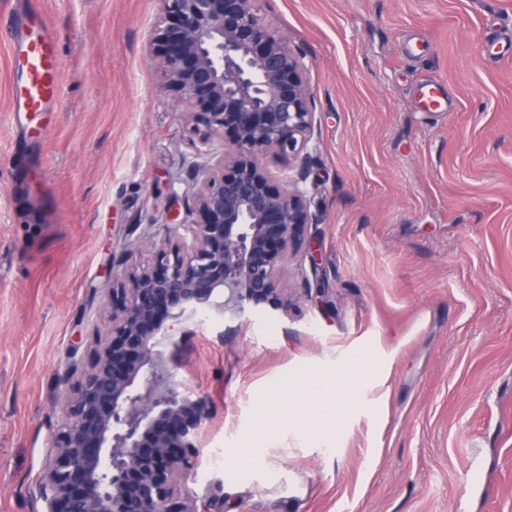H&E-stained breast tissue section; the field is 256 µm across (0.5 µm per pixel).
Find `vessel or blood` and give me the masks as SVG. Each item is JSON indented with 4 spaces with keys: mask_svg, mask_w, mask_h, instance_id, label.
Masks as SVG:
<instances>
[{
    "mask_svg": "<svg viewBox=\"0 0 512 512\" xmlns=\"http://www.w3.org/2000/svg\"><path fill=\"white\" fill-rule=\"evenodd\" d=\"M12 34L14 63L24 75L13 92L14 120L26 140L39 134L41 114L60 96L55 36L34 7L17 16ZM419 101L426 112H443L451 106L447 89L434 79L421 85Z\"/></svg>",
    "mask_w": 512,
    "mask_h": 512,
    "instance_id": "1",
    "label": "vessel or blood"
}]
</instances>
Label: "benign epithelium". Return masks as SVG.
Returning <instances> with one entry per match:
<instances>
[{
  "mask_svg": "<svg viewBox=\"0 0 512 512\" xmlns=\"http://www.w3.org/2000/svg\"><path fill=\"white\" fill-rule=\"evenodd\" d=\"M258 0H162L153 30L159 88L183 112L200 178L184 233L137 240L112 264V326L60 379L70 421L54 438L34 494L45 512H224V496L175 498L200 456L211 402L173 388L154 348L164 321L199 309L288 311L276 269L313 223L298 182L277 187L268 154L306 163L314 126L304 56L266 24ZM216 137L228 142L212 151Z\"/></svg>",
  "mask_w": 512,
  "mask_h": 512,
  "instance_id": "obj_1",
  "label": "benign epithelium"
}]
</instances>
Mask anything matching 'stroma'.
I'll list each match as a JSON object with an SVG mask.
<instances>
[{
	"instance_id": "obj_1",
	"label": "stroma",
	"mask_w": 512,
	"mask_h": 512,
	"mask_svg": "<svg viewBox=\"0 0 512 512\" xmlns=\"http://www.w3.org/2000/svg\"><path fill=\"white\" fill-rule=\"evenodd\" d=\"M39 2L61 96L17 167L10 30L27 0H0V512H44L34 484L68 422L58 378L109 323L107 266L186 221L197 186L185 107L157 89L161 0ZM258 7L303 53L315 112L306 170L263 163L302 180L316 220L277 269L287 313L173 327V384L215 408L178 493L221 486L224 512H512V52L484 50L512 0ZM428 78L452 111L419 110ZM347 366L364 385L336 418L322 407ZM292 382L301 413L241 466Z\"/></svg>"
}]
</instances>
